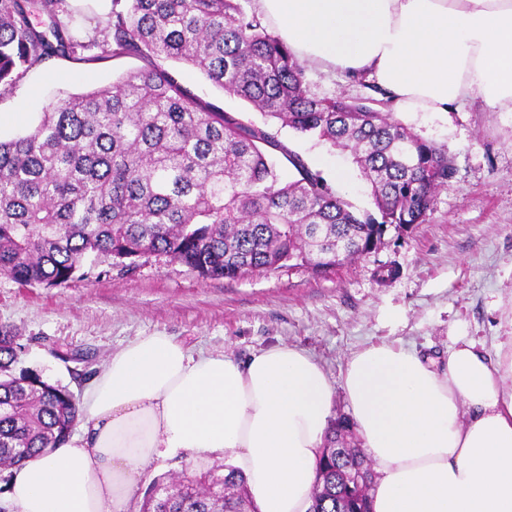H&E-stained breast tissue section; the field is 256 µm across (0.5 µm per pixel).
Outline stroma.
<instances>
[{"mask_svg": "<svg viewBox=\"0 0 512 512\" xmlns=\"http://www.w3.org/2000/svg\"><path fill=\"white\" fill-rule=\"evenodd\" d=\"M141 65L135 57L80 64L48 59L0 94V114L19 109L24 123L32 124L59 93L111 84ZM171 67L198 98L261 122L247 103L225 95L189 65L175 61ZM306 81L320 98L370 94L363 80L338 70L307 66ZM400 120L447 149L453 161L424 223L401 235L388 232L379 250L322 275L297 265L264 277L204 280L155 255L127 273L113 257H95L94 278L65 287H23L0 275V324L11 326L23 345L22 367L80 396L112 353L156 332L241 362L272 345H295L322 365L336 387L348 358L367 345L442 359L454 341L472 339L494 355L501 336L512 331V113L467 102L448 114L405 113ZM278 137L358 213L373 212L348 154L288 128L279 129ZM382 265L397 268L398 276L378 282ZM59 349L84 359L61 360Z\"/></svg>", "mask_w": 512, "mask_h": 512, "instance_id": "obj_1", "label": "stroma"}]
</instances>
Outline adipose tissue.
I'll list each match as a JSON object with an SVG mask.
<instances>
[{"label":"adipose tissue","mask_w":512,"mask_h":512,"mask_svg":"<svg viewBox=\"0 0 512 512\" xmlns=\"http://www.w3.org/2000/svg\"><path fill=\"white\" fill-rule=\"evenodd\" d=\"M299 60L365 75L396 113L480 100L512 112V0H257ZM342 388L378 474L373 512H512V335L487 359L470 341L445 368L370 345ZM83 426L12 472L10 512H135L154 460L181 452L242 472L258 512H308L334 388L305 350L244 362L157 332L112 354L82 398Z\"/></svg>","instance_id":"adipose-tissue-1"}]
</instances>
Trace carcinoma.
<instances>
[{
    "label": "carcinoma",
    "mask_w": 512,
    "mask_h": 512,
    "mask_svg": "<svg viewBox=\"0 0 512 512\" xmlns=\"http://www.w3.org/2000/svg\"><path fill=\"white\" fill-rule=\"evenodd\" d=\"M68 0H0V88L52 57L136 56L146 66L57 98L0 140V274L22 286L88 277L90 255L165 256L203 279L266 276L298 261L331 271L422 224L453 168L448 151L365 99L310 94L305 67L241 0H113L103 39L72 33ZM182 61L264 118L256 125L198 100ZM348 154L373 198L359 214L274 126ZM292 165L284 180L274 153ZM23 346L0 326V469L64 444L79 418L65 386L16 370ZM348 416L331 422L311 512H370L372 473ZM141 512H256L234 468L183 474L148 490Z\"/></svg>",
    "instance_id": "obj_1"
}]
</instances>
